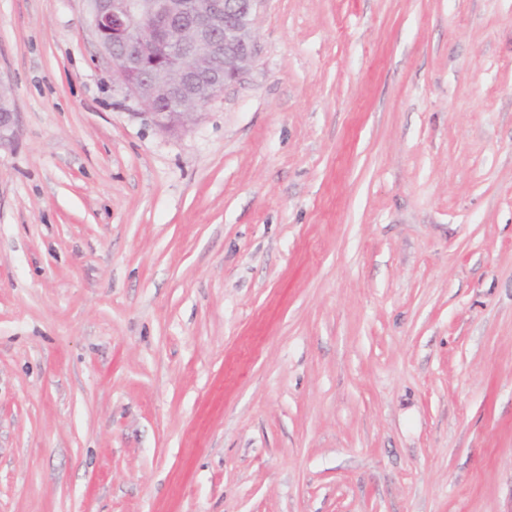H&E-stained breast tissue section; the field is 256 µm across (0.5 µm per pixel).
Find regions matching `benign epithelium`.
I'll list each match as a JSON object with an SVG mask.
<instances>
[{
	"label": "benign epithelium",
	"mask_w": 512,
	"mask_h": 512,
	"mask_svg": "<svg viewBox=\"0 0 512 512\" xmlns=\"http://www.w3.org/2000/svg\"><path fill=\"white\" fill-rule=\"evenodd\" d=\"M91 24L127 95L153 124L185 128L198 106L253 61L259 0H89ZM175 100L178 111L157 105ZM16 112L0 113V149L13 144Z\"/></svg>",
	"instance_id": "obj_1"
}]
</instances>
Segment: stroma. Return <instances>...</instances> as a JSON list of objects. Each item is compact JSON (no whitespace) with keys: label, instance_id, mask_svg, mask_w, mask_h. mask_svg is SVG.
<instances>
[{"label":"stroma","instance_id":"stroma-1","mask_svg":"<svg viewBox=\"0 0 512 512\" xmlns=\"http://www.w3.org/2000/svg\"><path fill=\"white\" fill-rule=\"evenodd\" d=\"M253 28L168 133L0 0V512H512V0Z\"/></svg>","mask_w":512,"mask_h":512}]
</instances>
